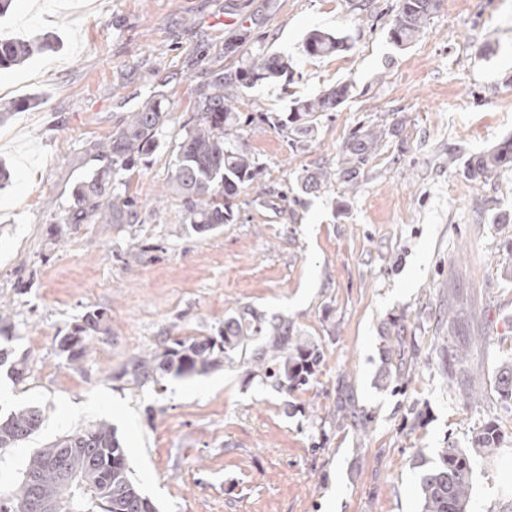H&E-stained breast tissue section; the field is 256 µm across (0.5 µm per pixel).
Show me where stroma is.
<instances>
[{"mask_svg":"<svg viewBox=\"0 0 512 512\" xmlns=\"http://www.w3.org/2000/svg\"><path fill=\"white\" fill-rule=\"evenodd\" d=\"M396 0H14L0 36L57 34L56 51L0 70V97L36 98L0 124V347L24 360L0 372V409L35 407L40 428L0 448V485L60 438L105 422L127 450L132 479L157 512H418L416 453L467 443L493 421L499 454L473 462L470 512H512V408L471 407L448 393L443 341L468 347L486 378L512 362V167L483 186L464 174L512 143V0H438L406 48L387 40ZM319 29L348 50L304 54ZM242 44L230 53L227 43ZM288 57L291 81L246 89L241 145L263 166L232 201L235 219L192 230L180 198L138 224H67L90 145L163 93L171 115L159 149L120 172L118 190L163 192L193 114L194 78L215 63ZM349 85L337 111L289 146L273 121L296 99ZM398 127L372 150L355 191L330 179L297 206L306 171H335L354 129ZM454 304V326L439 312ZM288 319L322 361L304 389L255 376L243 352L209 372L135 382L123 369L166 337L216 336L234 311ZM108 335L70 357L61 341L91 312ZM404 314L417 362L400 388L376 383L387 320ZM490 334L491 346L477 344ZM372 418L368 434L337 426L340 397ZM420 419H413V412Z\"/></svg>","mask_w":512,"mask_h":512,"instance_id":"obj_1","label":"stroma"}]
</instances>
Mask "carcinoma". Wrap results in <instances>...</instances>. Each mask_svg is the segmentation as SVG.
<instances>
[{"instance_id":"obj_1","label":"carcinoma","mask_w":512,"mask_h":512,"mask_svg":"<svg viewBox=\"0 0 512 512\" xmlns=\"http://www.w3.org/2000/svg\"><path fill=\"white\" fill-rule=\"evenodd\" d=\"M437 7V0H398L397 11L387 30L388 41L399 49L407 47L424 28ZM55 47L51 34L32 40H1L0 68L24 64L31 56ZM349 47L348 38L313 30L304 39L303 51L312 57L335 55ZM291 75L288 59L276 54L243 61L231 70H210L196 82L195 111L200 117L184 124L186 134L179 145L166 193L180 198L186 217L197 233H206L219 224H230L233 212L226 204L250 189L262 173L258 159L245 147L235 145L242 127L254 120L239 112L244 89L259 81L279 80ZM348 85H339L317 97L296 99L286 118L277 121L291 141L305 143L313 137L316 115L334 112L348 95ZM169 121L164 97L155 95L130 113L120 128L104 140L93 143L89 154L97 166L73 191L74 202L64 216L66 224H138L142 205L130 196L115 192L119 171H130L146 161L158 146V134ZM398 135L396 127H360L346 139L339 151L336 172L319 168L304 176L302 189L311 191L328 182L331 176L342 179L349 189L356 188L358 177L369 161L370 152L389 137ZM512 167V148L499 147L483 153L467 165L471 180L481 179L502 168ZM104 315L88 314L70 335L74 356L84 353L93 340L90 333L102 330ZM265 333L254 344L255 336ZM404 315L389 318L382 336L383 348L376 373L378 386L397 383L407 365V345L415 337L406 336ZM221 341L211 337L176 339L162 354L138 357L126 365L123 374L135 382L157 380L168 374L193 376L214 367L219 355L229 357L254 345L250 356L252 372L279 389L295 390L311 385L322 361L314 342L295 333L293 325L282 321L265 331L262 317L245 309L224 319ZM442 364L451 386L466 399L475 397L481 386L463 349H441ZM499 398L512 402V362L500 365L496 376ZM41 412L33 407L14 409L0 415V448L28 438L40 427ZM503 435L497 425L487 423L472 431L464 447L455 441L436 451L431 464L420 462L419 512H468L472 491V462L490 458L501 449ZM87 479L90 490L84 502L60 512H156L152 502L129 476L126 449L112 426L99 423L69 435L30 458L21 482L0 489V512H38L31 503L56 502L62 493V472Z\"/></svg>"}]
</instances>
